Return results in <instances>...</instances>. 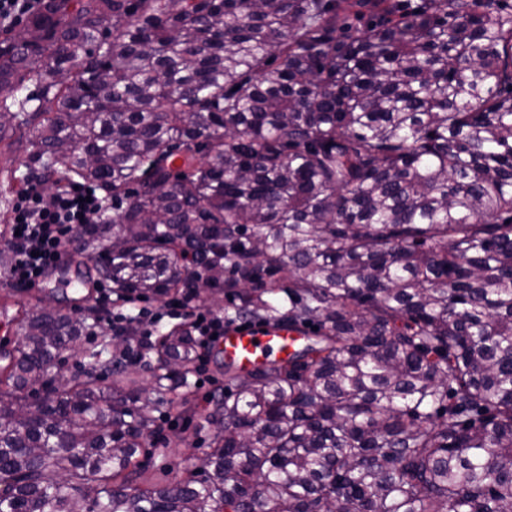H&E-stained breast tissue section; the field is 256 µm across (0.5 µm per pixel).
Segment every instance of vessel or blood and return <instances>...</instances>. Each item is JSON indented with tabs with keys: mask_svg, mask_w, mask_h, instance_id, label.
<instances>
[{
	"mask_svg": "<svg viewBox=\"0 0 512 512\" xmlns=\"http://www.w3.org/2000/svg\"><path fill=\"white\" fill-rule=\"evenodd\" d=\"M305 340L294 330L250 325L225 329L217 348L225 361L246 370L287 357L289 351Z\"/></svg>",
	"mask_w": 512,
	"mask_h": 512,
	"instance_id": "1",
	"label": "vessel or blood"
}]
</instances>
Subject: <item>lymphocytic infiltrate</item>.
<instances>
[{
	"instance_id": "lymphocytic-infiltrate-1",
	"label": "lymphocytic infiltrate",
	"mask_w": 512,
	"mask_h": 512,
	"mask_svg": "<svg viewBox=\"0 0 512 512\" xmlns=\"http://www.w3.org/2000/svg\"><path fill=\"white\" fill-rule=\"evenodd\" d=\"M105 214L96 187L82 184L48 193L41 183H32L14 207L10 280L23 288L32 287L60 260L63 250L74 245L76 230Z\"/></svg>"
}]
</instances>
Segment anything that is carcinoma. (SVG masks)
<instances>
[{
  "label": "carcinoma",
  "instance_id": "carcinoma-1",
  "mask_svg": "<svg viewBox=\"0 0 512 512\" xmlns=\"http://www.w3.org/2000/svg\"><path fill=\"white\" fill-rule=\"evenodd\" d=\"M1 87L0 140L112 200L80 284L307 341L224 365L205 476L168 481L137 457L191 411L189 327L25 312L0 512H512V0H43Z\"/></svg>",
  "mask_w": 512,
  "mask_h": 512
}]
</instances>
